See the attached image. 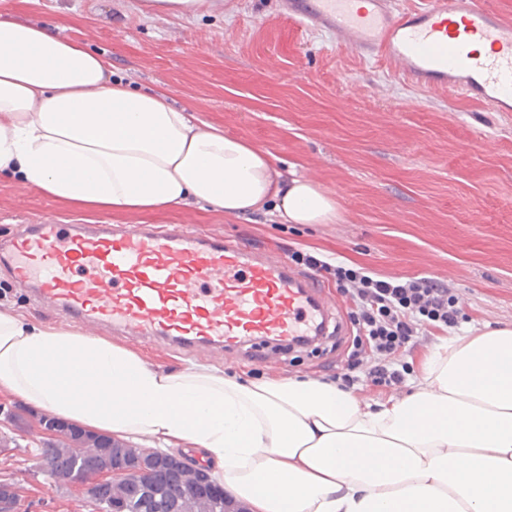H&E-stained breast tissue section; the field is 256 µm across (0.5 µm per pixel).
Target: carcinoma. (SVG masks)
<instances>
[{"label":"carcinoma","instance_id":"cac0c4a2","mask_svg":"<svg viewBox=\"0 0 512 512\" xmlns=\"http://www.w3.org/2000/svg\"><path fill=\"white\" fill-rule=\"evenodd\" d=\"M52 432L56 438L43 442L40 456H48L56 463L48 473L58 482L79 483L86 470H110L115 458L130 451L109 437L87 435L58 420ZM197 483V471L172 458L162 472L144 480L108 481L105 495L92 500V504L96 512H111L114 504L126 505V512H245L221 491L197 492L186 498L177 496L180 489Z\"/></svg>","mask_w":512,"mask_h":512}]
</instances>
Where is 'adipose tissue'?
<instances>
[{
	"label": "adipose tissue",
	"mask_w": 512,
	"mask_h": 512,
	"mask_svg": "<svg viewBox=\"0 0 512 512\" xmlns=\"http://www.w3.org/2000/svg\"><path fill=\"white\" fill-rule=\"evenodd\" d=\"M0 177L92 210L203 205L334 222L336 202L161 91L131 90L53 26L0 15ZM0 393L119 441L191 446L251 512H512V328L441 343L408 396L162 370L0 310Z\"/></svg>",
	"instance_id": "ef3b65f1"
}]
</instances>
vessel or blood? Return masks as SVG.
I'll use <instances>...</instances> for the list:
<instances>
[{"label": "vessel or blood", "mask_w": 512, "mask_h": 512, "mask_svg": "<svg viewBox=\"0 0 512 512\" xmlns=\"http://www.w3.org/2000/svg\"><path fill=\"white\" fill-rule=\"evenodd\" d=\"M298 22L387 61L423 89L461 93L512 112V23L484 0H287ZM0 265L44 309L94 333L204 347L231 360L280 362L282 347L315 341L335 323L315 274L218 236L142 226H89L44 217L0 244Z\"/></svg>", "instance_id": "1"}]
</instances>
